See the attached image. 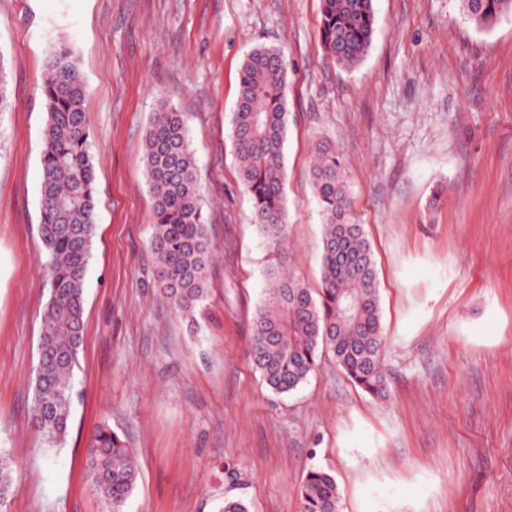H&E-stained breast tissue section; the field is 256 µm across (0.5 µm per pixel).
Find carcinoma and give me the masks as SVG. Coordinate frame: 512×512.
<instances>
[{"label": "carcinoma", "instance_id": "1", "mask_svg": "<svg viewBox=\"0 0 512 512\" xmlns=\"http://www.w3.org/2000/svg\"><path fill=\"white\" fill-rule=\"evenodd\" d=\"M468 18L491 29L512 14V0H462ZM373 0H321L325 52L351 69L367 53L374 29ZM41 221L49 299L39 336L33 424L46 444H60L73 404L72 376L83 332L84 281L96 228L95 160L84 100L87 93L73 51L59 41L45 62ZM288 66L274 47L253 49L239 73L232 137L241 186L249 195L257 232L279 257L270 268L252 322L250 355L268 387L298 389L327 346L349 379L374 397L386 395L381 372L383 336L373 252L352 209L346 172L336 149L319 144L311 169L323 219L321 288L283 271L287 262L284 193ZM146 177L152 198L150 241L156 278L177 311L194 318L207 296L210 259L199 193L198 167L180 113L158 103L144 133ZM87 476L107 512H125L138 479L135 454L111 428L90 436ZM17 467L0 452V508L16 482ZM301 512H340L334 477L307 472L299 488Z\"/></svg>", "mask_w": 512, "mask_h": 512}]
</instances>
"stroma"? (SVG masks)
Instances as JSON below:
<instances>
[{
  "mask_svg": "<svg viewBox=\"0 0 512 512\" xmlns=\"http://www.w3.org/2000/svg\"><path fill=\"white\" fill-rule=\"evenodd\" d=\"M353 69L320 46L321 0H0V451L18 467L0 512H103L84 470L107 424L137 453L125 512H300L308 470L342 512H512V15L483 30L460 0H374ZM68 39L96 157V234L65 441L31 423L41 314L45 58ZM288 59V264L320 285L315 145L346 162L376 261L385 397L323 351L278 394L249 356L272 261L231 138L247 53ZM197 158L213 250L196 319L155 279L142 143L159 100ZM447 193L429 208L436 183Z\"/></svg>",
  "mask_w": 512,
  "mask_h": 512,
  "instance_id": "1",
  "label": "stroma"
}]
</instances>
